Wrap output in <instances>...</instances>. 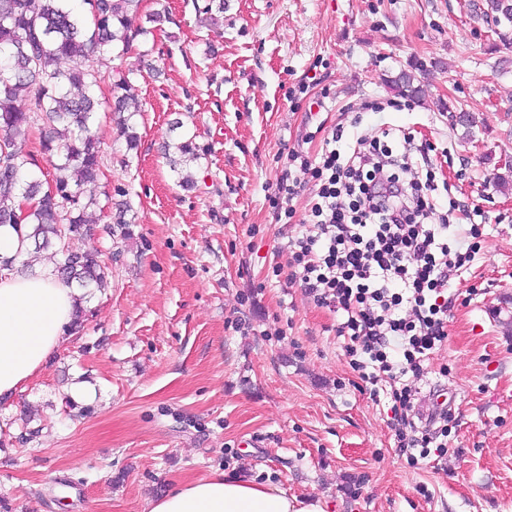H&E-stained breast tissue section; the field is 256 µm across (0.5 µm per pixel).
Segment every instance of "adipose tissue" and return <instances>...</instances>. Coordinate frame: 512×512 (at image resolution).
<instances>
[{
  "label": "adipose tissue",
  "instance_id": "1",
  "mask_svg": "<svg viewBox=\"0 0 512 512\" xmlns=\"http://www.w3.org/2000/svg\"><path fill=\"white\" fill-rule=\"evenodd\" d=\"M77 288L41 266L27 275L0 271V398L12 396L67 342ZM324 497L305 500L244 476L214 473L170 488L148 512H328Z\"/></svg>",
  "mask_w": 512,
  "mask_h": 512
}]
</instances>
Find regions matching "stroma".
<instances>
[{
    "mask_svg": "<svg viewBox=\"0 0 512 512\" xmlns=\"http://www.w3.org/2000/svg\"><path fill=\"white\" fill-rule=\"evenodd\" d=\"M468 0H224L220 33L193 0L121 68L138 107L137 150L97 116L103 176L125 188L129 238L104 217L82 248L111 284L84 330L0 401V505L10 512H146L171 487L244 473L331 512H512V27L492 33ZM413 75L417 97L391 82ZM306 93L291 99V91ZM473 112V131L450 109ZM181 121L172 129L173 121ZM380 124L432 146L436 184L461 203L448 227L482 228L470 269L448 281V338L415 380L416 409L447 394L448 452L399 448L391 401L353 368L343 312L274 268L316 200L273 207L288 152L319 157ZM193 139L194 189L164 142ZM89 389L73 417L72 384Z\"/></svg>",
    "mask_w": 512,
    "mask_h": 512,
    "instance_id": "1",
    "label": "stroma"
}]
</instances>
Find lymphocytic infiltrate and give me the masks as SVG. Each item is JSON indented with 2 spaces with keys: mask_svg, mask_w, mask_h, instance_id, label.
<instances>
[{
  "mask_svg": "<svg viewBox=\"0 0 512 512\" xmlns=\"http://www.w3.org/2000/svg\"><path fill=\"white\" fill-rule=\"evenodd\" d=\"M343 126H336L319 161L292 149L288 159L301 175L319 184L311 222L292 242L288 281L312 294L318 305L335 306L345 320L337 329L347 337L352 360L365 357L370 384L387 383L400 448L447 453L449 416L418 427L408 379L425 373L436 349L447 339L448 279L473 262L477 227L465 243L448 241V213L431 194L422 172L431 165L427 149L406 151L409 133L389 128L357 137L339 150ZM300 175V177H301ZM300 177L284 174L274 203L293 217Z\"/></svg>",
  "mask_w": 512,
  "mask_h": 512,
  "instance_id": "1",
  "label": "lymphocytic infiltrate"
}]
</instances>
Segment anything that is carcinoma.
<instances>
[{
    "instance_id": "obj_1",
    "label": "carcinoma",
    "mask_w": 512,
    "mask_h": 512,
    "mask_svg": "<svg viewBox=\"0 0 512 512\" xmlns=\"http://www.w3.org/2000/svg\"><path fill=\"white\" fill-rule=\"evenodd\" d=\"M0 0V225L29 226L25 234L34 252L49 251L55 273L83 290L80 300L108 285V267L98 252L76 245L90 232L88 215L104 210L100 197L86 193L98 181L101 141L90 119L102 104L117 114L129 149L139 137L129 111L127 76L104 73L89 57L113 61L132 51L140 36L152 33L129 26L141 0ZM476 7L486 24L512 23V0H486ZM196 12L224 13V0H194ZM64 59L73 61L67 70ZM41 130L40 146L54 170L47 179L15 150L17 137ZM164 154L173 171L197 161L192 139L167 143ZM125 203L118 204L109 235L130 236Z\"/></svg>"
}]
</instances>
